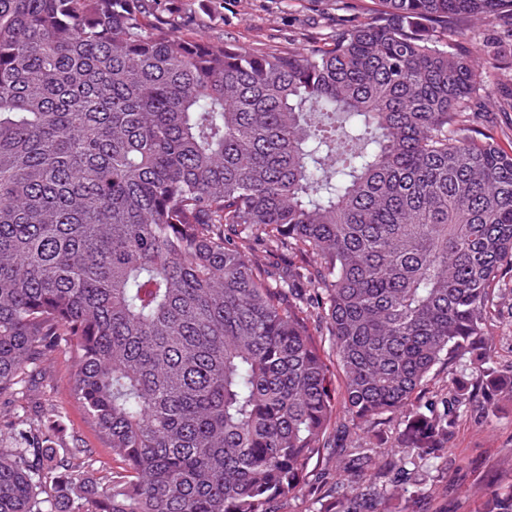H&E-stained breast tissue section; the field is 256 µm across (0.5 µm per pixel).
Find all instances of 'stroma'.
<instances>
[{
    "mask_svg": "<svg viewBox=\"0 0 512 512\" xmlns=\"http://www.w3.org/2000/svg\"><path fill=\"white\" fill-rule=\"evenodd\" d=\"M164 16L179 18L182 32L244 49L271 46L285 50L311 46L335 31L340 17L334 6H310L307 0H158ZM480 90V109L474 116L478 132L492 133L502 146L512 145V112L497 108L499 72L486 67ZM493 365L512 370V295L494 300ZM74 359L58 351L42 368L38 388L25 404H53L61 411L59 428L66 439L78 440L93 451L94 475L111 476L120 463L92 426L84 410L70 396ZM309 484L302 494L279 505L278 512H321L339 476L332 449H325L310 466ZM410 496V512H476L489 482L512 484V397L501 398L495 411H486L481 397L463 408L454 435L438 467L420 470Z\"/></svg>",
    "mask_w": 512,
    "mask_h": 512,
    "instance_id": "35a3bbf8",
    "label": "stroma"
}]
</instances>
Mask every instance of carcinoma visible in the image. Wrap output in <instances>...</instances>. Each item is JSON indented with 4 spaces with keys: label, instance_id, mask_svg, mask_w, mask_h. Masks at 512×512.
Wrapping results in <instances>:
<instances>
[{
    "label": "carcinoma",
    "instance_id": "cac0c4a2",
    "mask_svg": "<svg viewBox=\"0 0 512 512\" xmlns=\"http://www.w3.org/2000/svg\"><path fill=\"white\" fill-rule=\"evenodd\" d=\"M148 2L0 0V398L72 348L71 395L123 463L97 482L90 449L44 447L52 406L0 445V512H274L336 426L321 322L364 433L323 512H408L400 482L470 397L512 393L487 350L512 150L473 136L482 65L448 50L512 0H373L286 52ZM389 416L405 451L384 456ZM478 512H512V485Z\"/></svg>",
    "mask_w": 512,
    "mask_h": 512
}]
</instances>
